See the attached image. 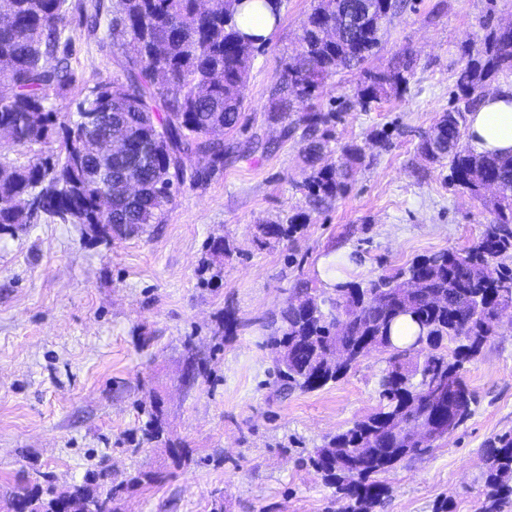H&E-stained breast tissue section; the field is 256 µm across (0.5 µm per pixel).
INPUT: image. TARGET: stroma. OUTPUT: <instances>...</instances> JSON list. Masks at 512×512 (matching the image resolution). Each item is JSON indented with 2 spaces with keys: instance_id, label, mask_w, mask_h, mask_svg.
Listing matches in <instances>:
<instances>
[{
  "instance_id": "1",
  "label": "stroma",
  "mask_w": 512,
  "mask_h": 512,
  "mask_svg": "<svg viewBox=\"0 0 512 512\" xmlns=\"http://www.w3.org/2000/svg\"><path fill=\"white\" fill-rule=\"evenodd\" d=\"M312 0H285L282 21L256 52L246 119L226 135L236 153L177 194L165 223L104 242L82 224L0 229V512L10 493L47 475L57 489L108 470L116 512H326L336 492L307 463L314 448L379 404L386 357L362 358L339 381L277 396L264 325L294 288L320 287L322 257L344 252L367 283L415 257L471 246L493 215L458 191L449 170L423 161L421 134L458 104L456 74L490 26L512 21V0H402L368 66L415 60L408 91L371 111L343 108L360 76L339 72L315 104L335 110L324 157L364 149L346 193L312 207L304 190L302 129L271 120L281 57L298 45ZM75 89L118 76L120 50L74 13L68 31ZM261 137L267 149L246 154ZM296 220L288 239L260 245L258 227ZM218 237L230 256L212 257ZM208 377L186 387L193 354ZM477 402L432 453L382 474L374 512H478L485 453L512 433V325L465 362ZM158 402L164 441L146 443L144 411ZM154 474L137 482L138 472Z\"/></svg>"
}]
</instances>
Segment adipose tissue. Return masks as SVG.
Listing matches in <instances>:
<instances>
[{"mask_svg":"<svg viewBox=\"0 0 512 512\" xmlns=\"http://www.w3.org/2000/svg\"><path fill=\"white\" fill-rule=\"evenodd\" d=\"M468 141L476 152L512 155V88L486 97L467 116Z\"/></svg>","mask_w":512,"mask_h":512,"instance_id":"adipose-tissue-1","label":"adipose tissue"}]
</instances>
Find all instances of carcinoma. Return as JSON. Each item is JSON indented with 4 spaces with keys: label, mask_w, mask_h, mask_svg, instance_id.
Masks as SVG:
<instances>
[{
    "label": "carcinoma",
    "mask_w": 512,
    "mask_h": 512,
    "mask_svg": "<svg viewBox=\"0 0 512 512\" xmlns=\"http://www.w3.org/2000/svg\"><path fill=\"white\" fill-rule=\"evenodd\" d=\"M252 0H111L107 38L124 54L122 72L98 82L76 102V115L61 113L55 101L75 83L67 52H59L71 24L69 0H0V79L12 86L0 96V140L32 152L24 164L0 159V228L50 221L125 227L138 235L162 224L181 186L203 182L224 164L231 147L212 138L228 134L244 118L241 87L255 50L266 39L247 34L238 16ZM400 7L398 0H313L299 48L282 57V81L270 111L304 126L308 143L304 162L309 203L319 207L343 196L362 148L346 144L337 166H316L327 147L318 137L332 112L309 107L326 80L339 69L361 67L380 48L384 24ZM412 60L365 70L355 103L367 112L407 89ZM512 73V31L497 29L485 39L483 54L458 73L462 104L442 115L422 136L417 150L433 163L448 162L452 184L474 197L484 182L498 194L490 201L493 227L463 252L442 251L413 259L393 275H380L361 286L340 282L331 292L302 288L286 301L268 325L274 385L281 395L321 389L345 376L370 351L388 354L380 381V405L370 415L314 449L308 464L336 489L338 512H374L388 492L379 475L432 447L409 441V427L432 423L437 411L423 393L440 371L455 386V419L464 423L476 402L458 376L463 362L496 333V313L512 306V156L478 154L463 145L464 114L484 96L475 95L487 80ZM119 140L122 154L101 166V144ZM293 224L273 222L262 237L276 242ZM401 317L417 327L412 344H394L392 329ZM457 343L454 360L440 352ZM350 351L348 363L330 367L336 344ZM207 375V361L192 359L184 382ZM163 414L154 406L143 436L158 441ZM91 475L61 497L52 484L25 492L31 512H88L100 498L114 500L119 487ZM484 500L479 512H496L512 499V434L488 449Z\"/></svg>",
    "instance_id": "obj_1"
}]
</instances>
